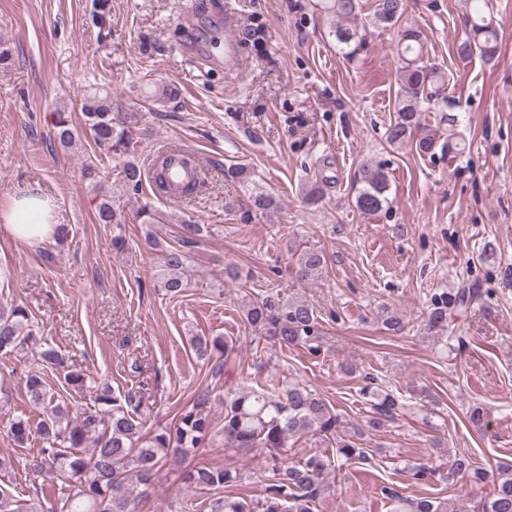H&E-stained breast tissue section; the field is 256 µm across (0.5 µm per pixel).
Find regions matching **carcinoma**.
<instances>
[{
  "label": "carcinoma",
  "mask_w": 512,
  "mask_h": 512,
  "mask_svg": "<svg viewBox=\"0 0 512 512\" xmlns=\"http://www.w3.org/2000/svg\"><path fill=\"white\" fill-rule=\"evenodd\" d=\"M466 18L469 36L458 43L456 53L461 58L475 54L485 60L494 59L498 50V30L489 10L490 0H472ZM407 10L406 0H376L370 25L387 29L402 25ZM362 0H321V15L329 25V34L336 48L345 57L353 56L354 45L360 41L358 27L351 22L359 19ZM400 67L398 80L399 103L396 116L386 128V139L399 143L411 137L420 127V113L443 112L447 101L443 91L450 81L447 72L438 66L422 64L421 34L412 28L401 30L398 43ZM180 97L172 82L161 83L148 96L154 103H169ZM83 123L76 128L68 112L57 113L56 139L71 147L83 138L93 143L94 152L106 159L119 160L115 166L117 181L127 193L142 191L144 168L135 157L133 134L142 120L139 112L112 110V91L90 86L80 97ZM81 177L87 188L97 193L101 201L97 219L101 224L121 226L123 220L116 201L102 188V176L94 160L82 165ZM361 187L355 199L363 213L382 211L388 204V181L380 167L365 163L359 171ZM249 205L243 219L250 221L278 207L276 198L254 186L248 190ZM182 243L190 244L200 236L202 225L193 220L180 224ZM188 257L179 249H165L160 254L162 273L158 279L165 294L176 297L187 285L185 270ZM327 267L321 249L302 250L295 262V277L300 281L321 278ZM483 297L479 288L463 286L452 293L443 292L431 301L425 319V329L446 335L445 347L462 344L454 323ZM245 328L260 340H271L282 348H301L316 357L323 350L324 336L315 307L304 300L285 299L277 291L249 299L244 313ZM28 312L13 302H0V354L20 350L33 340L26 330ZM192 348L200 358L215 353L228 360L233 347L216 337L194 336ZM38 358L64 372V382L70 386H85L87 376L67 364L60 349L44 343ZM25 387L30 401L42 407L43 417L16 416L9 421L8 433L18 448L25 447L30 437L42 438L44 446L32 458V470L50 479L41 488L50 507L41 502L23 504L13 494L16 481L0 478V512H137L138 502L132 487L148 484L161 469L170 454L188 456L205 447L212 437L214 422L203 412L198 401L186 408L177 422L155 432L145 433L138 415L142 396L129 391L115 394L105 385L96 394L93 405L72 415L55 402V393L37 372L26 375ZM360 393L372 408L368 427L375 430L404 415H420L427 410L426 402L399 396L382 384L377 377H366ZM340 414L328 400L299 382H288L278 390L264 386H243L224 394V447L238 455L255 450L269 452L266 471L268 482L263 498L246 500L242 497L219 496L209 499L208 512H314L329 480L336 477L342 463L367 459V449L358 447L353 433L340 431ZM328 442L334 449L316 451L296 461L284 458L289 442L301 438ZM494 485L492 495L480 502L477 512H512V465ZM243 474L237 468L216 467L200 463L187 470L184 482L203 493L219 492L241 482ZM446 479L451 482L469 481L480 484L485 472L477 467L466 452H458L448 460ZM383 498L393 505L392 512H448V503L432 495L409 498L387 486L380 488Z\"/></svg>",
  "instance_id": "cac0c4a2"
}]
</instances>
